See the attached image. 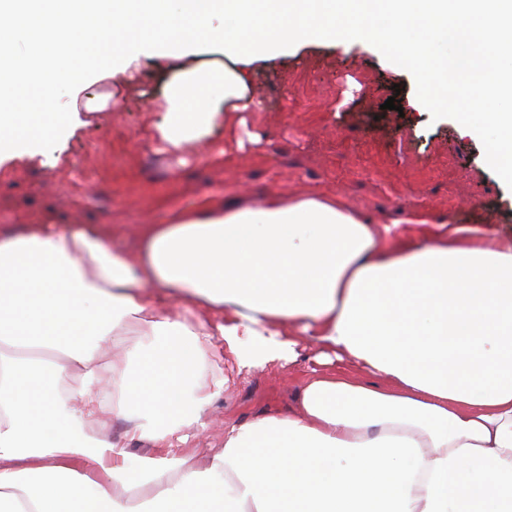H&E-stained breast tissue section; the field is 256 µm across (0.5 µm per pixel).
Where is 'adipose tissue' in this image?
Instances as JSON below:
<instances>
[{"label": "adipose tissue", "instance_id": "obj_1", "mask_svg": "<svg viewBox=\"0 0 512 512\" xmlns=\"http://www.w3.org/2000/svg\"><path fill=\"white\" fill-rule=\"evenodd\" d=\"M452 32L458 54L427 61ZM359 34L512 184V0H0V162L56 167L73 94L149 60L168 68L163 151L219 121L243 146L260 63ZM410 221L422 235L396 237L310 192L201 199L141 225L136 251L0 234V512H512V245ZM302 336L374 382L308 375L293 412L186 447L224 392L214 347L248 375L296 363Z\"/></svg>", "mask_w": 512, "mask_h": 512}]
</instances>
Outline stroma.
<instances>
[{"instance_id":"35a3bbf8","label":"stroma","mask_w":512,"mask_h":512,"mask_svg":"<svg viewBox=\"0 0 512 512\" xmlns=\"http://www.w3.org/2000/svg\"><path fill=\"white\" fill-rule=\"evenodd\" d=\"M96 88L122 91L123 108L80 110L85 125L62 141L57 167L11 163L0 175L1 232L58 224L105 232L133 250L141 225L168 223L205 196L250 205L269 194L317 191L407 235L419 230L409 214L423 213L512 239V186L486 166L483 141L466 134L455 113H426L412 73L370 41L302 45L259 64L253 92L262 106L247 115L259 142L227 161L218 156L219 125L183 165L151 142L161 102L155 67L123 88L109 78ZM390 98L402 113L385 109ZM301 381L295 367L230 375L209 429L190 447H220L225 420L288 413Z\"/></svg>"}]
</instances>
